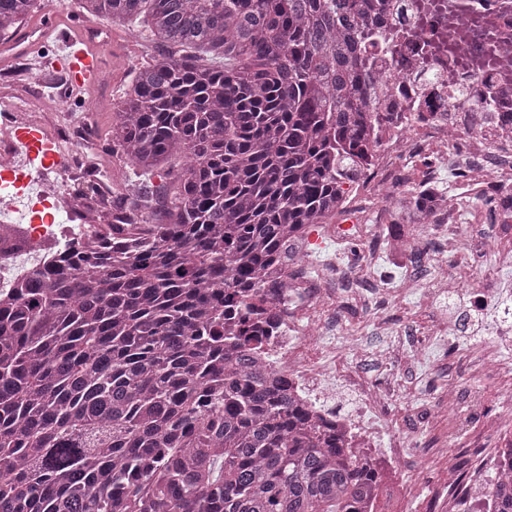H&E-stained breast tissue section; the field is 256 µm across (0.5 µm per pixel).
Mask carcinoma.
I'll list each match as a JSON object with an SVG mask.
<instances>
[{"instance_id":"1","label":"carcinoma","mask_w":512,"mask_h":512,"mask_svg":"<svg viewBox=\"0 0 512 512\" xmlns=\"http://www.w3.org/2000/svg\"><path fill=\"white\" fill-rule=\"evenodd\" d=\"M39 2L0 0V40ZM77 3L157 52L96 134L131 178L99 197L90 155L80 194L127 214L0 297V512H368L372 464L250 354L366 163L369 0Z\"/></svg>"}]
</instances>
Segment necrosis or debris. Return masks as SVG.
<instances>
[{"mask_svg":"<svg viewBox=\"0 0 512 512\" xmlns=\"http://www.w3.org/2000/svg\"><path fill=\"white\" fill-rule=\"evenodd\" d=\"M358 30L370 40L361 49L374 76L368 108L393 119L379 128L373 163L354 183L342 213L317 225L315 237L294 241L281 286L266 298L277 317L252 358L272 379L287 380L312 423L340 433L355 457L380 452L381 484L399 501L411 493L412 470L451 464L446 449L423 448L419 430L408 426V408L425 391L400 378L403 368L431 364L435 351L450 347V295L466 297L470 313L493 317V342L459 355L472 375L496 383L497 410L484 414L485 392L475 388L459 396L451 379L433 410L456 427L483 412L485 432L499 448L512 446V356L500 351L501 343L512 341V279L501 275L512 266V0H372ZM38 69L37 60L21 55L15 70L0 74V127L23 121L50 126L51 148L68 156L69 165L0 198V228H21L28 238L24 252L0 256L4 294L88 230L65 200L86 173L75 147L91 143L96 110L70 112L66 85L58 81L47 89V111H29V99L12 88L22 79L39 82ZM443 171L459 176L469 194L488 197L495 223L463 225L452 201L444 220L413 225L406 236L386 237L381 248L351 254L352 246L380 232L379 225L361 221L360 199L385 198L399 184V205L413 207L433 192ZM38 203L50 209L48 223H29ZM316 244L330 257L311 288L307 271ZM490 247L497 261L480 268ZM354 301L365 304L369 323L385 331L378 347H369L363 329L337 321L341 305ZM340 387L353 395L354 412L337 410ZM498 450L477 457L456 483L438 487L437 497L463 508L489 485L512 481V457Z\"/></svg>","mask_w":512,"mask_h":512,"instance_id":"4bbe7bcc","label":"necrosis or debris"}]
</instances>
